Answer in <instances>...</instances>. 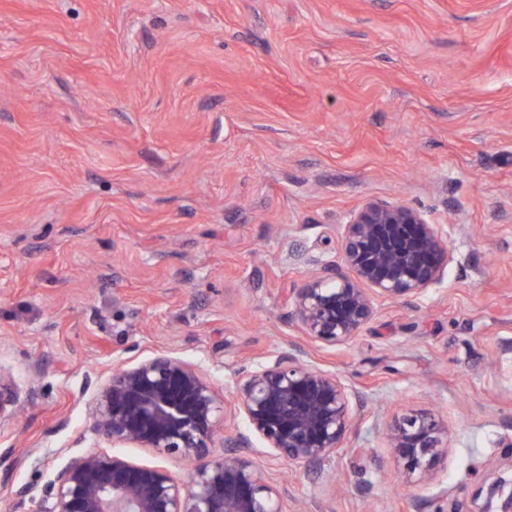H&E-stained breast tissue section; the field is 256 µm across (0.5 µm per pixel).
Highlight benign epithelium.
<instances>
[{
	"label": "benign epithelium",
	"instance_id": "7a95c632",
	"mask_svg": "<svg viewBox=\"0 0 512 512\" xmlns=\"http://www.w3.org/2000/svg\"><path fill=\"white\" fill-rule=\"evenodd\" d=\"M340 265L322 268L291 298L290 317L311 342L346 345L374 316L380 300L411 301L442 281L453 257L447 231L404 204L368 201L343 225ZM11 388L0 379V425L14 417ZM224 400L191 363L171 354L118 366L93 400L95 429L114 445L154 448L192 463L187 482L162 467L88 450L71 456L41 486L16 492L36 512H283L288 486H272L247 456L252 438L300 466L345 450L355 417L342 378L279 352L255 369L238 371L234 414L248 433L224 435L216 423ZM387 448L404 482L437 479L448 456V425L425 410L385 424ZM486 512H512V491L486 488Z\"/></svg>",
	"mask_w": 512,
	"mask_h": 512
}]
</instances>
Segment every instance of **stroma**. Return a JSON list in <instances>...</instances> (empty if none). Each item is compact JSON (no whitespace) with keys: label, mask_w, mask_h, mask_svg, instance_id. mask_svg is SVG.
<instances>
[{"label":"stroma","mask_w":512,"mask_h":512,"mask_svg":"<svg viewBox=\"0 0 512 512\" xmlns=\"http://www.w3.org/2000/svg\"><path fill=\"white\" fill-rule=\"evenodd\" d=\"M0 82V512L112 452L113 367L172 352L229 402L291 344L365 408L319 473L256 449L285 512H472L512 482V0H0ZM369 199L443 225L448 273L306 342L289 298ZM412 410L449 428L432 484L372 460Z\"/></svg>","instance_id":"1"}]
</instances>
